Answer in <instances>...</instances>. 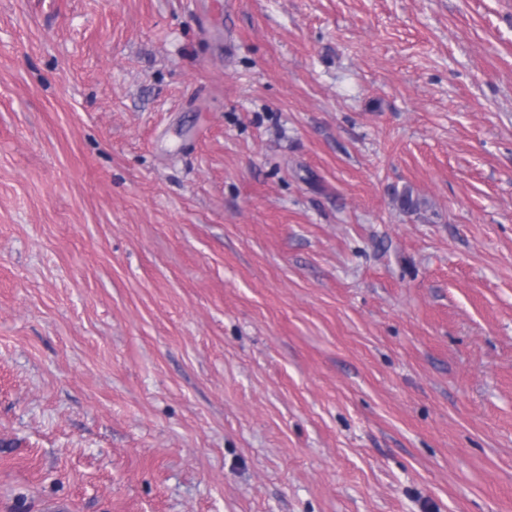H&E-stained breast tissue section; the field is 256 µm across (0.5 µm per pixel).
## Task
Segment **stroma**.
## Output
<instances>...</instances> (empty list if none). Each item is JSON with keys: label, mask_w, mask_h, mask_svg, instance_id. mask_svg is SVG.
I'll use <instances>...</instances> for the list:
<instances>
[{"label": "stroma", "mask_w": 512, "mask_h": 512, "mask_svg": "<svg viewBox=\"0 0 512 512\" xmlns=\"http://www.w3.org/2000/svg\"><path fill=\"white\" fill-rule=\"evenodd\" d=\"M56 500L512 512V0H0V512Z\"/></svg>", "instance_id": "35a3bbf8"}]
</instances>
